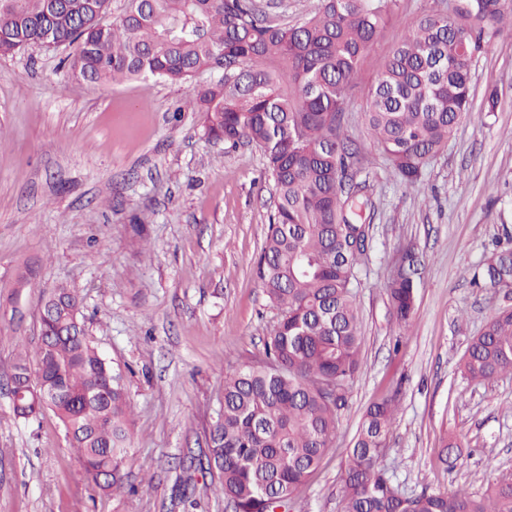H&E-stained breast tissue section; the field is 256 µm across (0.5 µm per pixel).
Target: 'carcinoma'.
Wrapping results in <instances>:
<instances>
[{"label": "carcinoma", "instance_id": "cac0c4a2", "mask_svg": "<svg viewBox=\"0 0 512 512\" xmlns=\"http://www.w3.org/2000/svg\"><path fill=\"white\" fill-rule=\"evenodd\" d=\"M317 2L288 25L268 21L254 0H126L111 23L110 0H0V56L32 43L72 47L68 70L78 80L186 84L183 107L203 114L208 138L264 154L276 198L257 276L279 318L265 359L224 378L208 433L206 470L236 512H275L319 466L360 369L355 270L367 246L351 244L366 237L354 183L364 154L349 144L345 104L360 90L370 145L414 184L471 115L472 56L512 29V0H458L456 28L436 12L423 15L360 89L358 72L396 0ZM202 73L212 79L195 83ZM482 278L512 288V249L494 252ZM416 288L412 269L388 280L402 326ZM39 316L36 368L27 355L13 365L14 381L38 390L24 392L13 413L29 420L52 411L88 485L120 492L131 441L121 374L86 336L74 290L61 284L43 295ZM459 368L478 383L512 371L511 304L471 338ZM397 412L394 395L368 407L345 452L344 512H512V481L481 496L400 493L382 466Z\"/></svg>", "mask_w": 512, "mask_h": 512}]
</instances>
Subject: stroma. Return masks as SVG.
I'll return each instance as SVG.
<instances>
[{"mask_svg":"<svg viewBox=\"0 0 512 512\" xmlns=\"http://www.w3.org/2000/svg\"><path fill=\"white\" fill-rule=\"evenodd\" d=\"M448 0H396L359 74L370 82L403 31ZM473 112L409 185L368 152L355 180L371 204L357 270L362 366L295 512H343L344 452L367 407L397 394L383 464L403 494L480 495L512 479V372L477 384L458 371L468 340L502 295L474 285L496 240L512 235V40L496 38L472 70ZM186 86L152 78L74 80L60 53L33 44L0 57V512H233L190 471L224 402V376L264 357L277 311L254 265L274 193L255 146L208 139L178 111ZM422 260L409 326L386 283L405 248ZM82 300L88 336L123 373L132 443L128 490L88 487L58 418H15L7 387L17 340L35 350L44 293ZM459 443L452 465L444 437Z\"/></svg>","mask_w":512,"mask_h":512,"instance_id":"1","label":"stroma"}]
</instances>
